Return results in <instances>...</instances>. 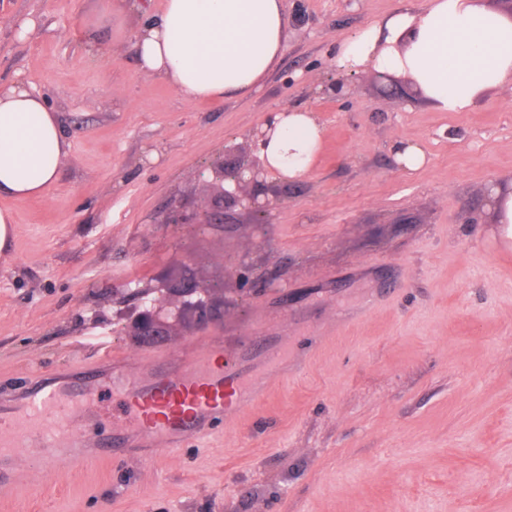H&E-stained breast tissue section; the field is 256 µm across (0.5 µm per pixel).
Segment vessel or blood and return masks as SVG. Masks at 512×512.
I'll return each instance as SVG.
<instances>
[{
	"mask_svg": "<svg viewBox=\"0 0 512 512\" xmlns=\"http://www.w3.org/2000/svg\"><path fill=\"white\" fill-rule=\"evenodd\" d=\"M217 343L191 348L180 363L165 364L156 383L139 384L121 372L112 380L119 402L118 439L135 437L162 452L205 443L214 429L230 424L255 402L268 379L242 378L225 369ZM94 399L75 401L67 388L32 386L11 412L0 410V462L20 461L25 472L57 480L62 466L90 467L74 456L89 445L86 421L97 414Z\"/></svg>",
	"mask_w": 512,
	"mask_h": 512,
	"instance_id": "1",
	"label": "vessel or blood"
}]
</instances>
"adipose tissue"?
I'll return each instance as SVG.
<instances>
[{
  "label": "adipose tissue",
  "instance_id": "obj_1",
  "mask_svg": "<svg viewBox=\"0 0 512 512\" xmlns=\"http://www.w3.org/2000/svg\"><path fill=\"white\" fill-rule=\"evenodd\" d=\"M283 0H165L136 36L139 65L186 101H224L255 91L285 46ZM334 61L346 71L409 79L441 112H467L485 94L512 90V14L484 0H428L395 10L343 38ZM312 111L285 108L261 151L267 168L304 177L321 147ZM68 144L57 112L21 81L0 85V197L43 196Z\"/></svg>",
  "mask_w": 512,
  "mask_h": 512
}]
</instances>
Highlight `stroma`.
<instances>
[{"mask_svg":"<svg viewBox=\"0 0 512 512\" xmlns=\"http://www.w3.org/2000/svg\"><path fill=\"white\" fill-rule=\"evenodd\" d=\"M284 0L287 40L259 90L193 103L141 70L139 15L98 20L99 0H0V82L23 79L61 115L69 144L43 197L1 198L14 235L0 250V401L30 373L82 387L108 336L122 369L180 355L209 333L248 376L288 349L293 373L205 445L150 460L109 451L60 483L21 477L0 512H512V245L484 199L512 181V92L468 112L431 108L413 84L336 68L337 42L402 2ZM31 18L34 31L16 35ZM96 24L104 57L86 51ZM343 99L326 93L334 80ZM312 110L324 128L311 171L270 175L271 223L174 225L209 196L197 168L270 112ZM427 162L404 171L393 148ZM282 290L241 291L240 263ZM191 268L224 286L215 330L167 325L135 340L123 281L153 286ZM394 153L398 163L406 171H416L426 161L425 153L415 143H401L395 146Z\"/></svg>","mask_w":512,"mask_h":512,"instance_id":"stroma-1","label":"stroma"}]
</instances>
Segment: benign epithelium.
Returning <instances> with one entry per match:
<instances>
[{
	"label": "benign epithelium",
	"instance_id": "1",
	"mask_svg": "<svg viewBox=\"0 0 512 512\" xmlns=\"http://www.w3.org/2000/svg\"><path fill=\"white\" fill-rule=\"evenodd\" d=\"M267 141V132L258 128L251 134L246 148L224 146L226 158L197 171L199 181L215 190L202 207L179 210L173 215V224H195L200 228L222 224L225 215L235 207L255 211L260 223L270 216L275 203L268 196V171L260 157ZM282 287L277 278L263 280L251 278V268L243 264L239 268V288L276 289ZM143 299L138 301L135 331L148 343H154L165 335L161 330L162 319L181 320L182 310L191 315L192 326L207 329L216 326L221 317L216 300L207 287L186 271L171 273L159 281V290H141Z\"/></svg>",
	"mask_w": 512,
	"mask_h": 512
}]
</instances>
